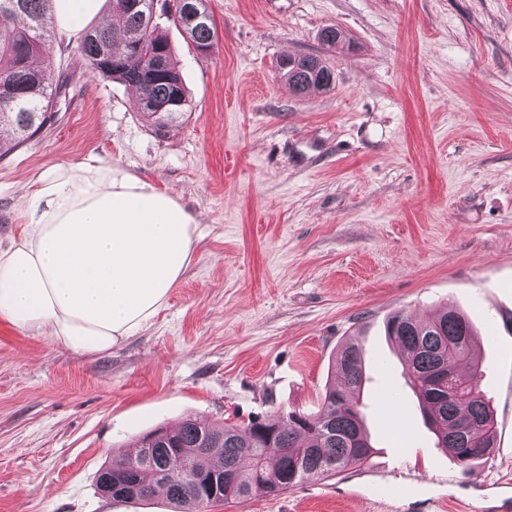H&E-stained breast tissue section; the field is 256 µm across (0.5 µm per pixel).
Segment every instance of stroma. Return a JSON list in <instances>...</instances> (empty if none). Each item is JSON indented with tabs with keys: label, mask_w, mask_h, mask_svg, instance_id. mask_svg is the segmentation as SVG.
I'll return each mask as SVG.
<instances>
[{
	"label": "stroma",
	"mask_w": 512,
	"mask_h": 512,
	"mask_svg": "<svg viewBox=\"0 0 512 512\" xmlns=\"http://www.w3.org/2000/svg\"><path fill=\"white\" fill-rule=\"evenodd\" d=\"M218 39L197 53L160 28L193 110L166 136L125 84L93 75L56 39L55 118L0 160V248L38 177L116 163L199 222L166 306L100 355L72 353L0 320V512H170L104 497L121 447L185 417L213 425L317 412L334 358L364 350L360 409L371 458L339 475L210 512H469L512 483V0H208ZM327 25L347 44L319 40ZM314 54L328 91L293 96L281 58ZM478 330L479 388L496 428L463 468L438 448L384 323L447 305ZM393 485L374 502L372 483Z\"/></svg>",
	"instance_id": "stroma-1"
}]
</instances>
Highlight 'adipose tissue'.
I'll return each instance as SVG.
<instances>
[{
  "mask_svg": "<svg viewBox=\"0 0 512 512\" xmlns=\"http://www.w3.org/2000/svg\"><path fill=\"white\" fill-rule=\"evenodd\" d=\"M103 0H51L66 38L121 23ZM25 224L0 249V319L81 355L111 351L165 306L193 259L198 222L114 164L59 165L37 180Z\"/></svg>",
  "mask_w": 512,
  "mask_h": 512,
  "instance_id": "ef3b65f1",
  "label": "adipose tissue"
}]
</instances>
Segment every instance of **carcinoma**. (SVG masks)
<instances>
[{"label":"carcinoma","mask_w":512,"mask_h":512,"mask_svg":"<svg viewBox=\"0 0 512 512\" xmlns=\"http://www.w3.org/2000/svg\"><path fill=\"white\" fill-rule=\"evenodd\" d=\"M50 2L0 0V160L35 138L53 120V104L66 94V80L52 86L45 71L31 65L34 57L50 59L53 31L45 23ZM111 2L124 18L122 28L87 29L80 51L91 73L117 79L135 92L142 119L163 137L192 111L170 44L159 23L149 21L148 7L133 10L125 0ZM191 2L202 20L184 23L182 29L195 49L209 51L217 36L215 23L206 0ZM319 40L332 47L346 35L329 25ZM279 72L295 96L330 90L336 83L334 69L313 54L282 59ZM385 331L406 354L407 377L438 445L466 468L490 455L496 431L479 389L469 319L453 307L425 323L400 311L388 317ZM463 361L472 364L468 374L458 371ZM334 368L342 386L326 391L319 412L290 411L276 420L256 417L218 427L187 417L174 428L144 435L136 455L104 466L98 488L131 483L146 497L166 501L173 512H207L220 502L276 495L304 480L364 463L373 446L359 409L364 376L359 343L341 347ZM227 473L235 481L219 482Z\"/></svg>","instance_id":"obj_1"}]
</instances>
